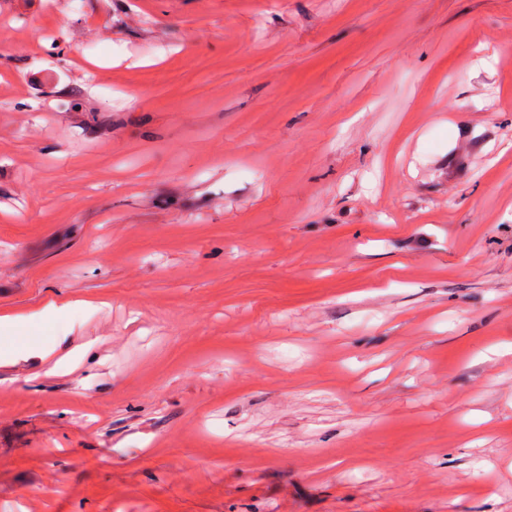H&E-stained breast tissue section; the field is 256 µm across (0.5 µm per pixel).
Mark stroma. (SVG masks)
Listing matches in <instances>:
<instances>
[{"label": "stroma", "instance_id": "35a3bbf8", "mask_svg": "<svg viewBox=\"0 0 512 512\" xmlns=\"http://www.w3.org/2000/svg\"><path fill=\"white\" fill-rule=\"evenodd\" d=\"M58 293L0 512H512V0H0V311Z\"/></svg>", "mask_w": 512, "mask_h": 512}]
</instances>
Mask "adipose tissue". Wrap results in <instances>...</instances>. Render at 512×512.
I'll return each instance as SVG.
<instances>
[{
	"mask_svg": "<svg viewBox=\"0 0 512 512\" xmlns=\"http://www.w3.org/2000/svg\"><path fill=\"white\" fill-rule=\"evenodd\" d=\"M72 308L71 301L64 298L49 299L40 308L17 313H0V368H8L19 363H43L53 354L55 347L63 342L62 337H54L52 343H29L17 345L15 334L18 330L38 324H51L66 316Z\"/></svg>",
	"mask_w": 512,
	"mask_h": 512,
	"instance_id": "1",
	"label": "adipose tissue"
}]
</instances>
